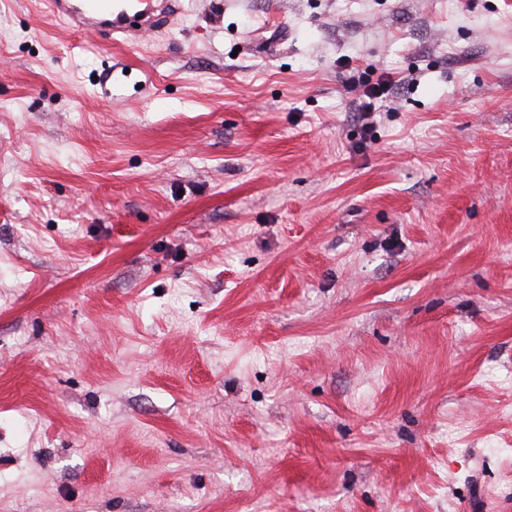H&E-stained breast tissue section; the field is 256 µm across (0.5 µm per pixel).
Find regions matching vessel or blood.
<instances>
[{"label":"vessel or blood","mask_w":512,"mask_h":512,"mask_svg":"<svg viewBox=\"0 0 512 512\" xmlns=\"http://www.w3.org/2000/svg\"><path fill=\"white\" fill-rule=\"evenodd\" d=\"M54 15L65 18L77 32L94 39L108 40L113 34L139 37L142 30L162 23L163 0H147L144 9L128 15L118 0H48Z\"/></svg>","instance_id":"b4317fda"}]
</instances>
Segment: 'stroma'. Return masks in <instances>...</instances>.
Instances as JSON below:
<instances>
[{"mask_svg":"<svg viewBox=\"0 0 512 512\" xmlns=\"http://www.w3.org/2000/svg\"><path fill=\"white\" fill-rule=\"evenodd\" d=\"M170 8L0 0V512H512V0ZM51 12L65 18L77 32L94 39H112L115 33L140 37L144 29L154 28L165 18L166 0L145 1L144 9L131 19L126 10L112 0H49ZM139 25V28H136ZM392 89V83L382 82L376 86H369L363 90L361 95L360 104L358 105V112L361 118L366 121L365 125L371 126L376 113L375 101L387 96Z\"/></svg>","mask_w":512,"mask_h":512,"instance_id":"35a3bbf8","label":"stroma"}]
</instances>
